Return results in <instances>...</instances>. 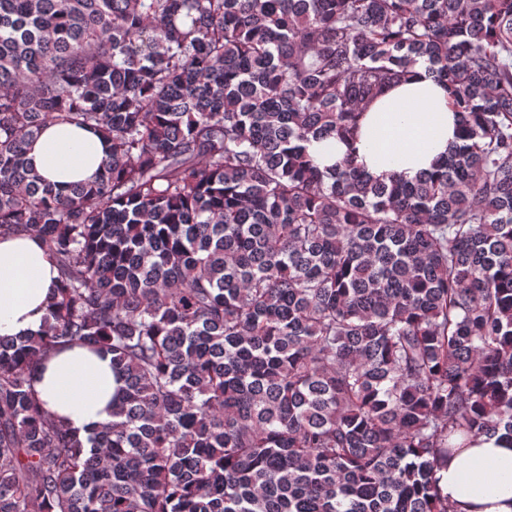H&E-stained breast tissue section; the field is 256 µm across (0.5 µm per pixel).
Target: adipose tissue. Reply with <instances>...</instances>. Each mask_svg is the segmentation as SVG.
Here are the masks:
<instances>
[{"label": "adipose tissue", "mask_w": 512, "mask_h": 512, "mask_svg": "<svg viewBox=\"0 0 512 512\" xmlns=\"http://www.w3.org/2000/svg\"><path fill=\"white\" fill-rule=\"evenodd\" d=\"M458 128L446 87L420 63L411 81L366 113L353 142H315L310 153L323 167L351 155L372 177L394 174L411 183L447 155ZM28 156L38 175L63 187L93 178L105 152L90 130L50 125ZM57 283V267L38 238L0 237V336L37 331ZM113 388L109 359L82 347L50 353L34 381L49 416L82 435L110 421ZM440 486L453 512H512V444L482 436L456 450Z\"/></svg>", "instance_id": "adipose-tissue-1"}]
</instances>
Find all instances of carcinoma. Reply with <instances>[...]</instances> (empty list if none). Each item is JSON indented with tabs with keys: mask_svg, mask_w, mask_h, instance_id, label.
<instances>
[{
	"mask_svg": "<svg viewBox=\"0 0 512 512\" xmlns=\"http://www.w3.org/2000/svg\"><path fill=\"white\" fill-rule=\"evenodd\" d=\"M423 62L462 117L414 182L314 141ZM91 184L31 168L48 125ZM60 272L0 336V512H450L438 473L512 442V0H0V236ZM108 355L82 439L35 397ZM104 145L88 129L47 126L28 153L38 175L64 187L94 177L105 158ZM112 369L110 357L86 348L54 351L38 366L34 390L49 416L77 430L82 437L112 420Z\"/></svg>",
	"mask_w": 512,
	"mask_h": 512,
	"instance_id": "carcinoma-1",
	"label": "carcinoma"
}]
</instances>
